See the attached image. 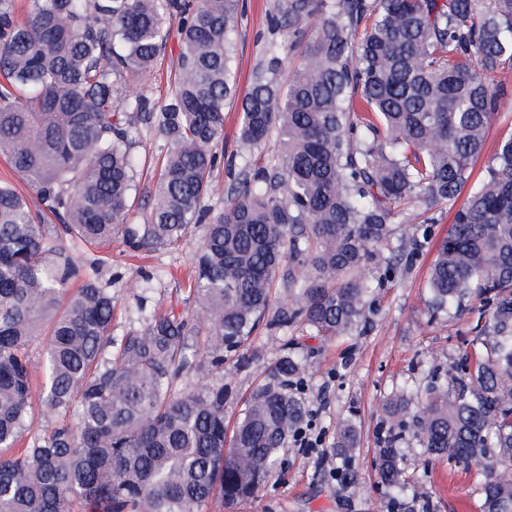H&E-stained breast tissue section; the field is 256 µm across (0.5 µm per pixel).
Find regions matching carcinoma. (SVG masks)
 <instances>
[{"instance_id": "carcinoma-1", "label": "carcinoma", "mask_w": 512, "mask_h": 512, "mask_svg": "<svg viewBox=\"0 0 512 512\" xmlns=\"http://www.w3.org/2000/svg\"><path fill=\"white\" fill-rule=\"evenodd\" d=\"M238 7L28 0L20 17L0 0V155L64 220L38 223L0 184V512H222L253 496L309 420L305 365L285 339L229 434L224 363L244 365L262 325L363 334L410 202L454 210L430 306L478 313L477 335L445 380L387 396L378 480L390 512H411L410 432L427 458L475 471L482 512H512V133L470 182L507 96L493 76L512 67V0H277L241 101L245 151L221 186ZM171 14L183 16L172 92L127 93L165 50ZM141 126L163 135L164 155L149 223L133 224ZM211 195L224 207L203 205ZM195 229L190 312L156 311L115 335L112 283L67 243L120 237L156 252ZM192 371L215 379L181 387ZM357 445L341 424L326 466L348 468Z\"/></svg>"}]
</instances>
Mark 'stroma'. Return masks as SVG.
I'll return each mask as SVG.
<instances>
[{"label": "stroma", "mask_w": 512, "mask_h": 512, "mask_svg": "<svg viewBox=\"0 0 512 512\" xmlns=\"http://www.w3.org/2000/svg\"><path fill=\"white\" fill-rule=\"evenodd\" d=\"M275 3L241 0L233 34L238 93L246 92L264 55L268 19ZM180 24L179 17L167 18L170 37L166 48L140 81L131 85V92L145 89L161 100L168 95L174 82L172 68L179 51L176 32ZM161 143L160 136L145 127L136 136V189L130 199L136 224L147 223L150 217ZM428 218L433 221L428 243L415 260L400 263L393 280L377 289L364 335L323 342L308 338L305 328L292 330L293 336L305 340L306 398L316 416L315 430L323 437V452H331L342 420H352L358 428L359 450L353 462L356 482L341 485L317 467L314 455L291 444L281 453L282 466L235 512H387L385 490L378 485L376 473L383 402L402 382L427 379L430 369L446 375L449 363L470 350L475 336L476 314L434 318L428 311L429 266L435 245L447 234L453 218L447 206L427 211L416 203L405 205L394 219L396 235L391 250L405 253L420 224ZM198 244L199 236L193 233L178 248L152 253L133 251L119 238L98 252L79 242L72 243L71 249L86 261L103 257L99 275L112 284L118 298L113 323L123 330L137 325L141 309L178 314L188 307L185 282ZM282 344L281 335L263 331L248 352L247 367L225 363L227 424H234L252 388L266 378ZM405 467L408 474L417 476L421 496L432 504L434 512H481V501L473 492V472L445 459L425 461L412 438L405 445Z\"/></svg>", "instance_id": "35a3bbf8"}]
</instances>
